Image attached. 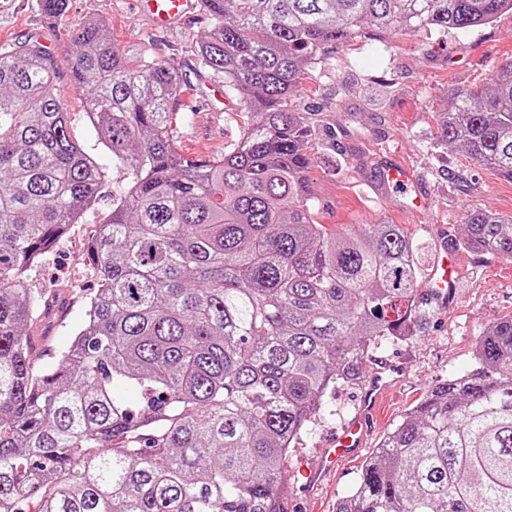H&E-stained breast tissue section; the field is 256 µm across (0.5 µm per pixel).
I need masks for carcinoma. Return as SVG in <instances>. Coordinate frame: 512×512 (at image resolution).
Here are the masks:
<instances>
[{"mask_svg": "<svg viewBox=\"0 0 512 512\" xmlns=\"http://www.w3.org/2000/svg\"><path fill=\"white\" fill-rule=\"evenodd\" d=\"M67 2L36 7L60 24ZM203 4L197 57L245 106L218 160L178 152L170 64L128 65L104 19L72 36L69 78L127 184L88 243L99 288L61 367L31 359L50 302L28 273L109 176L71 133L54 58L0 49V512H284V461L326 394L363 378L375 343L416 335L423 244L315 220L313 130L289 98L325 45L477 27L512 0ZM438 125L439 146L512 181V66ZM464 226L465 245L512 258L511 216ZM336 512H512V317L387 433Z\"/></svg>", "mask_w": 512, "mask_h": 512, "instance_id": "1", "label": "carcinoma"}]
</instances>
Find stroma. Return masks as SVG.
Returning <instances> with one entry per match:
<instances>
[{
    "label": "stroma",
    "instance_id": "1",
    "mask_svg": "<svg viewBox=\"0 0 512 512\" xmlns=\"http://www.w3.org/2000/svg\"><path fill=\"white\" fill-rule=\"evenodd\" d=\"M92 18L110 23L113 39L132 66L148 57L179 70L196 63L197 44L210 29L203 13L183 26L150 33L147 23L135 16L132 0H69L65 24L49 26L37 13L35 0H0V47L39 41L64 71L73 51L69 30ZM509 63L512 13L477 28L362 37L350 46H325L304 70L292 102L315 134L308 181L317 221L340 231L398 224L430 251L447 242L449 249L460 252L464 269L447 304L419 301L417 336L383 342L366 360L362 383L328 393L319 416L288 451L285 512H336L337 502L350 493L384 435L432 385L468 371L488 327L512 316V259L468 251L459 242L469 209L512 216V182L464 151L436 145V116L452 94L482 87L494 70ZM57 90L70 106L74 137L110 173L82 223L73 225L32 273L31 287L66 303L52 324L39 322L30 329L37 364L56 366L85 319L86 298L99 285L87 244L111 212L112 194L124 179L83 118L80 89L64 78ZM170 110L176 147L184 156H223L240 136L236 114L212 111L194 90L173 99ZM394 162L411 169L413 187L397 191L383 184L381 172ZM420 190L431 196L425 211L413 205ZM382 358L401 364L402 373H380ZM378 374L390 392L378 410L373 434L358 453L327 466L329 439L356 413L369 381Z\"/></svg>",
    "mask_w": 512,
    "mask_h": 512
}]
</instances>
